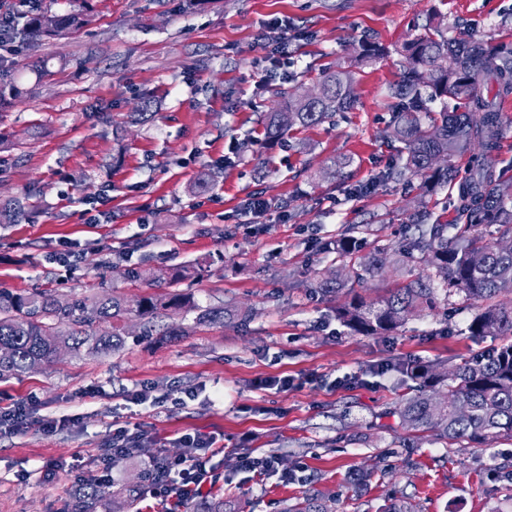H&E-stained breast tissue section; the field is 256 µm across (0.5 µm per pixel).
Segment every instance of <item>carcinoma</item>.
Wrapping results in <instances>:
<instances>
[{
	"instance_id": "obj_1",
	"label": "carcinoma",
	"mask_w": 512,
	"mask_h": 512,
	"mask_svg": "<svg viewBox=\"0 0 512 512\" xmlns=\"http://www.w3.org/2000/svg\"><path fill=\"white\" fill-rule=\"evenodd\" d=\"M82 11L49 15L29 2L20 34L30 41L48 35H66L82 28ZM400 80L389 91L395 99L396 119L389 139L402 144L401 164L383 178L399 180L410 173L421 177L422 188L432 193L453 179L448 164L456 154L473 153L471 173L460 184L463 222L413 224L406 242L395 248L396 263L407 274L381 299L368 301L353 293L354 285L381 274L385 250L368 259L357 256L359 243L351 235L334 242L341 261L331 276L317 282L324 294H345L336 317L362 336H385L397 331L409 317L431 310L436 286L461 294L473 303H487L476 313L468 331L474 336H511L512 306L493 304L512 288V183L496 179L482 156L497 147L502 123L497 100L512 95V51L488 48L471 38L448 39L442 23L430 25L404 46ZM283 103L262 114L263 139L283 140L290 132L325 122L346 112L356 102L351 73L342 68L322 72L320 93L308 99L298 89L281 90ZM24 206L15 201L0 205V224H13ZM484 224L499 225V236L487 240ZM170 309L195 311L200 325L224 324L247 310L201 308L181 294H149L129 298L112 289L99 295L63 300L48 291L0 290V348L11 351L0 360V377L16 375L49 363L60 348L71 354L97 355L123 349L130 314L143 320L141 335L159 340L183 335L179 325L157 331L152 322ZM391 369L412 382L414 394L394 411L405 431L406 447L422 442L448 444L466 440L481 446L489 439H512V341L477 354L463 364L445 369L440 364L400 359ZM145 484L137 482L112 499L113 512H125L141 500ZM104 494L99 483L79 487L71 512H99ZM175 512H242L230 497L219 494L188 498ZM281 512H334L331 499L307 494ZM381 512H416L405 497L388 500Z\"/></svg>"
}]
</instances>
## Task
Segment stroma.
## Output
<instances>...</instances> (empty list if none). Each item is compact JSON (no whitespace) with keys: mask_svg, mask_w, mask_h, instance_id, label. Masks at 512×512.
Returning a JSON list of instances; mask_svg holds the SVG:
<instances>
[{"mask_svg":"<svg viewBox=\"0 0 512 512\" xmlns=\"http://www.w3.org/2000/svg\"><path fill=\"white\" fill-rule=\"evenodd\" d=\"M62 14L89 6L81 30L19 44L0 83V201L29 199L28 218L0 227V289L90 296L101 277L136 297L181 293L199 306L250 308L251 319L198 325L171 315L185 334L172 342L130 336L118 354H66L0 381V408L37 397L41 415L77 416L56 431L0 433V512H70L81 473L112 431L144 429L168 453L181 435L216 437L225 453L207 456L203 494L224 490L243 512H280L304 491L333 497L335 512H380L407 496L419 512H512V441L476 448L423 443L403 447L389 417L408 389L390 370L395 358L462 364L502 344L467 326L476 306L458 294L410 317L390 336H361L337 320L336 296L317 279L339 266L325 242L351 235L362 255L394 248L411 216L423 223L460 221L457 184L424 193L421 179L380 174L398 159L386 136L395 102L388 95L402 70L403 44L437 16L445 34L467 33L512 47V0H40ZM292 22L294 64L260 78L259 38L276 42L273 18ZM370 39L387 50L357 61ZM352 71L357 101L335 120L263 142L260 115L276 89L316 90L322 68ZM154 117L131 121L142 96ZM502 134L488 164L512 182V97L499 100ZM347 157L344 168L333 159ZM373 184L372 192L360 186ZM262 217L244 211L251 195ZM85 249L65 270L50 256L61 242ZM138 266L154 281L131 282ZM191 277L177 279L182 267ZM291 376L272 394L259 377ZM150 388L163 406L136 404L124 391ZM248 439L255 456H278L280 473L239 469L234 448ZM56 471L43 469L46 461ZM370 471L367 493L348 475Z\"/></svg>","mask_w":512,"mask_h":512,"instance_id":"stroma-1","label":"stroma"}]
</instances>
